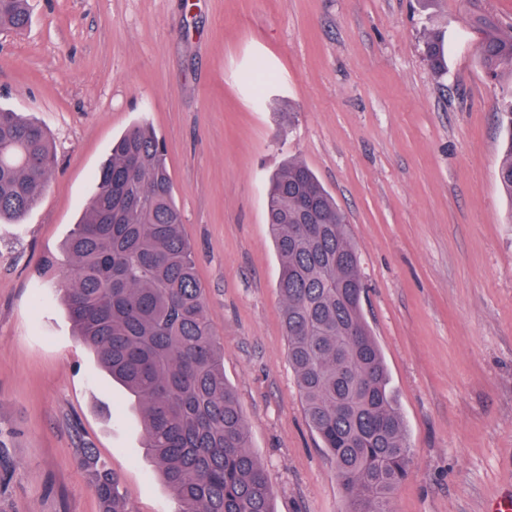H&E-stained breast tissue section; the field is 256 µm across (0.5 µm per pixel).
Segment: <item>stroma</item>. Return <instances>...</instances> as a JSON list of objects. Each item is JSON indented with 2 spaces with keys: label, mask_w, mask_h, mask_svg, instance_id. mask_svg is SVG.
Masks as SVG:
<instances>
[{
  "label": "stroma",
  "mask_w": 512,
  "mask_h": 512,
  "mask_svg": "<svg viewBox=\"0 0 512 512\" xmlns=\"http://www.w3.org/2000/svg\"><path fill=\"white\" fill-rule=\"evenodd\" d=\"M0 32V107L45 125L49 186L0 222V512H98L78 464L97 450L129 512H174L138 416L76 336L44 272L112 142L150 123L197 257L224 377L274 488L275 512H346L305 418L266 223L268 179L305 163L347 217L363 309L414 465L392 512L512 505V200L497 177L498 101L472 10L512 0H30ZM444 35L448 72L424 56ZM273 81L257 103L243 73Z\"/></svg>",
  "instance_id": "1"
}]
</instances>
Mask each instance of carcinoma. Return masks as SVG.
Returning a JSON list of instances; mask_svg holds the SVG:
<instances>
[{"mask_svg": "<svg viewBox=\"0 0 512 512\" xmlns=\"http://www.w3.org/2000/svg\"><path fill=\"white\" fill-rule=\"evenodd\" d=\"M29 0H0V32L24 31ZM486 76L512 75V29L476 11ZM431 70H446L444 40L430 33ZM498 168L512 198V90ZM56 149L38 122L0 107V220H22L49 183ZM266 223L302 408L330 456L347 512H391L413 458L382 352L361 307V258L346 216L316 174L289 161L272 175ZM166 154L150 125L113 144L82 217L65 242L69 278L59 292L77 336L128 393L144 428L145 457L162 473L174 512H273L274 491L250 452L246 419L224 378V344L205 307L193 247L183 233ZM79 463L99 512H129L119 481L93 448Z\"/></svg>", "mask_w": 512, "mask_h": 512, "instance_id": "obj_1", "label": "carcinoma"}]
</instances>
